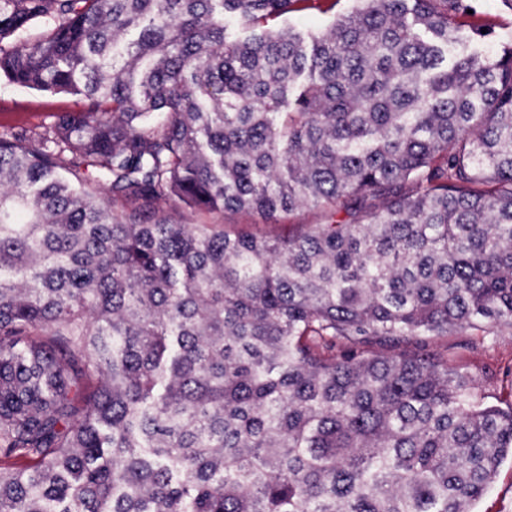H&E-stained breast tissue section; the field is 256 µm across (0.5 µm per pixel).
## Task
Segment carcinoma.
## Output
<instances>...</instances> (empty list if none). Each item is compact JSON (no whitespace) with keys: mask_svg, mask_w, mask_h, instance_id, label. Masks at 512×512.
<instances>
[{"mask_svg":"<svg viewBox=\"0 0 512 512\" xmlns=\"http://www.w3.org/2000/svg\"><path fill=\"white\" fill-rule=\"evenodd\" d=\"M353 2L0 0V76L85 103L0 136V512H476L512 403L434 345L512 330V39ZM353 6L351 1L339 0L335 8L327 13L318 11H302L289 14L286 24L303 31H320L325 29L333 17L347 12ZM164 210L174 224H224L229 229L243 230L271 239L287 237L295 224L324 222V213L315 207H304L290 213H278L275 216L236 210L205 214L181 204L166 205Z\"/></svg>","mask_w":512,"mask_h":512,"instance_id":"obj_1","label":"carcinoma"}]
</instances>
